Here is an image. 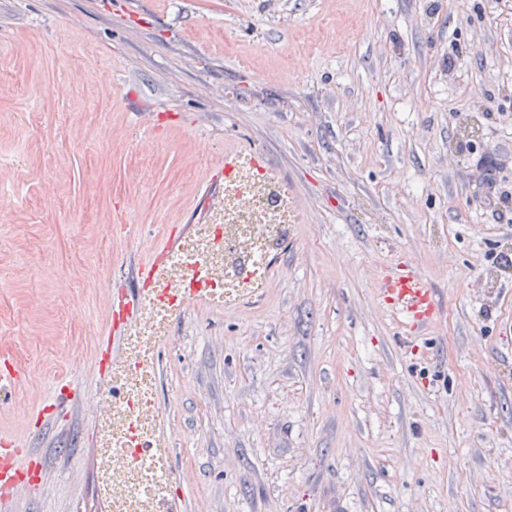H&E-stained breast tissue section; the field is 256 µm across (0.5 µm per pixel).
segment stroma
<instances>
[{"label": "stroma", "mask_w": 512, "mask_h": 512, "mask_svg": "<svg viewBox=\"0 0 512 512\" xmlns=\"http://www.w3.org/2000/svg\"><path fill=\"white\" fill-rule=\"evenodd\" d=\"M204 145L259 153L303 221L160 353L185 512H512V0H0V432L45 469L0 512H108L84 402L16 407L103 389L113 289L224 183ZM403 256L441 307L411 342L379 302Z\"/></svg>", "instance_id": "stroma-1"}]
</instances>
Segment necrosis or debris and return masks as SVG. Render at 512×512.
I'll use <instances>...</instances> for the list:
<instances>
[{
	"mask_svg": "<svg viewBox=\"0 0 512 512\" xmlns=\"http://www.w3.org/2000/svg\"><path fill=\"white\" fill-rule=\"evenodd\" d=\"M224 169V190L205 223L152 271L129 322L124 353L108 365L109 385L92 397L97 490L110 512H183L172 448L161 430L157 361L173 320L204 305L230 309L265 288L276 256L301 217L287 183L242 149H203Z\"/></svg>",
	"mask_w": 512,
	"mask_h": 512,
	"instance_id": "necrosis-or-debris-1",
	"label": "necrosis or debris"
}]
</instances>
